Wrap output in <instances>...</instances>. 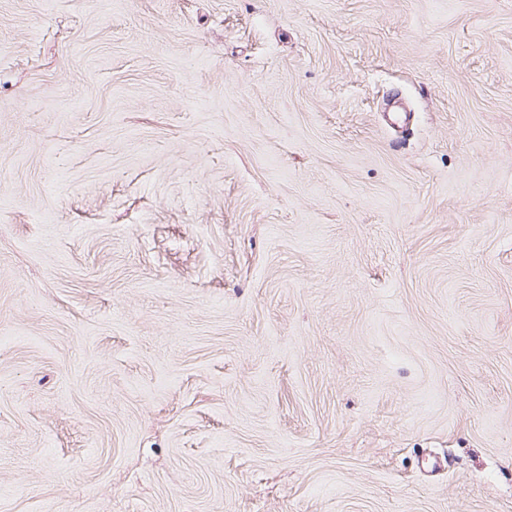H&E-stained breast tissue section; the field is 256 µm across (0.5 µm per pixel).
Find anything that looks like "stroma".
I'll use <instances>...</instances> for the list:
<instances>
[{"instance_id":"1","label":"stroma","mask_w":512,"mask_h":512,"mask_svg":"<svg viewBox=\"0 0 512 512\" xmlns=\"http://www.w3.org/2000/svg\"><path fill=\"white\" fill-rule=\"evenodd\" d=\"M0 512H512V0H0Z\"/></svg>"}]
</instances>
